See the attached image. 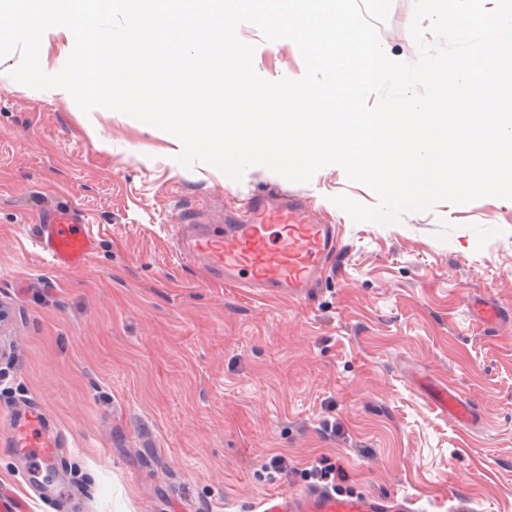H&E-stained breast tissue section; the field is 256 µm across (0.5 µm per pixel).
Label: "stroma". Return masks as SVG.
Wrapping results in <instances>:
<instances>
[{"instance_id":"stroma-1","label":"stroma","mask_w":512,"mask_h":512,"mask_svg":"<svg viewBox=\"0 0 512 512\" xmlns=\"http://www.w3.org/2000/svg\"><path fill=\"white\" fill-rule=\"evenodd\" d=\"M412 14L393 0L380 29L405 61ZM18 61L0 59V432L35 406L68 446L50 466L0 447V512H253L311 486L323 457L342 492L512 512V200L356 223L333 196H377L341 167L307 183L188 170L165 131L19 84ZM257 65L305 71L289 40ZM275 188L340 227L333 272L307 297L252 296L177 258V220L218 228L233 201ZM55 200L99 227L85 266L32 245ZM480 299L503 310L493 329L472 316ZM430 381L466 396L478 424L438 413Z\"/></svg>"}]
</instances>
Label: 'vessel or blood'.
<instances>
[{
	"label": "vessel or blood",
	"mask_w": 512,
	"mask_h": 512,
	"mask_svg": "<svg viewBox=\"0 0 512 512\" xmlns=\"http://www.w3.org/2000/svg\"><path fill=\"white\" fill-rule=\"evenodd\" d=\"M178 253L230 288L262 295L302 297L324 278L336 253L339 227L319 224L310 217L301 196L277 191L253 193L239 200L226 214L221 232L205 225L177 224ZM34 246L52 265L70 269L85 265L96 248L90 219L74 207L53 205L40 219ZM428 398L439 413L459 424L474 425L475 407L457 389L432 387ZM9 442L16 451H35L55 460L64 441L50 433L39 409H32L9 427ZM257 512H420L415 499L394 493H342L331 489L281 490L263 497Z\"/></svg>",
	"instance_id": "vessel-or-blood-1"
}]
</instances>
